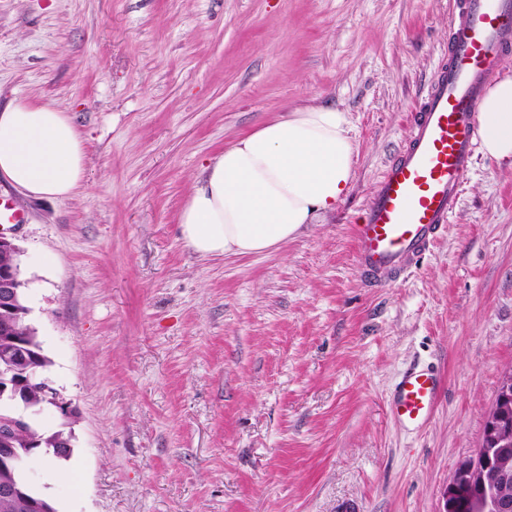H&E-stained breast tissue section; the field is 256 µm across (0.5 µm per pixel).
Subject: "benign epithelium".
Listing matches in <instances>:
<instances>
[{
	"label": "benign epithelium",
	"mask_w": 512,
	"mask_h": 512,
	"mask_svg": "<svg viewBox=\"0 0 512 512\" xmlns=\"http://www.w3.org/2000/svg\"><path fill=\"white\" fill-rule=\"evenodd\" d=\"M26 286L21 270L11 264H0V313L13 308L18 290ZM37 387L42 395L57 409L68 415L72 414L70 402L64 400L44 375L35 370L26 373V377H8L0 374V399L6 398L23 405L24 409L38 412L27 400L30 387ZM512 408V371L502 378L495 403L488 417V429L480 448L476 453L461 461L456 472L448 481L445 493L447 503L457 497L465 486L481 491L477 502L480 512H512V498L500 491V486L512 480V460L507 456L496 455V450L512 441V424L506 422V410ZM30 423L29 416L16 412L11 416L0 418V436L12 435L22 425ZM24 457L12 448H0V497H19L21 488L14 474L23 471Z\"/></svg>",
	"instance_id": "benign-epithelium-1"
}]
</instances>
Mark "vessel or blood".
I'll return each mask as SVG.
<instances>
[{
	"label": "vessel or blood",
	"mask_w": 512,
	"mask_h": 512,
	"mask_svg": "<svg viewBox=\"0 0 512 512\" xmlns=\"http://www.w3.org/2000/svg\"><path fill=\"white\" fill-rule=\"evenodd\" d=\"M511 52L512 0H456L438 78L413 117L405 148L388 163L362 223L353 227L358 272L376 282L403 275L449 224L479 141V96ZM440 388L434 370L411 369L396 388L393 416L424 425Z\"/></svg>",
	"instance_id": "obj_1"
}]
</instances>
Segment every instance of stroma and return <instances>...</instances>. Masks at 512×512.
<instances>
[{"label": "stroma", "mask_w": 512, "mask_h": 512, "mask_svg": "<svg viewBox=\"0 0 512 512\" xmlns=\"http://www.w3.org/2000/svg\"><path fill=\"white\" fill-rule=\"evenodd\" d=\"M455 0H0V106L68 112L86 185L27 196V304L77 413L57 512H443L512 370V167L476 152L442 237L372 284L351 226L448 51ZM331 105L350 189L277 249L202 257L177 215L207 161L281 113ZM444 378L428 423L388 404ZM441 377L432 369H411L399 382L391 402L393 416L406 426L420 427L432 416Z\"/></svg>", "instance_id": "1"}]
</instances>
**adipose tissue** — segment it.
Listing matches in <instances>:
<instances>
[{"label": "adipose tissue", "instance_id": "adipose-tissue-1", "mask_svg": "<svg viewBox=\"0 0 512 512\" xmlns=\"http://www.w3.org/2000/svg\"><path fill=\"white\" fill-rule=\"evenodd\" d=\"M483 152L512 164V76L483 90ZM356 144L345 112L329 105L285 112L224 149L203 168L178 223L202 256L278 247L342 202ZM84 140L71 116L15 100L0 109V176L35 197L64 199L84 183Z\"/></svg>", "mask_w": 512, "mask_h": 512}]
</instances>
